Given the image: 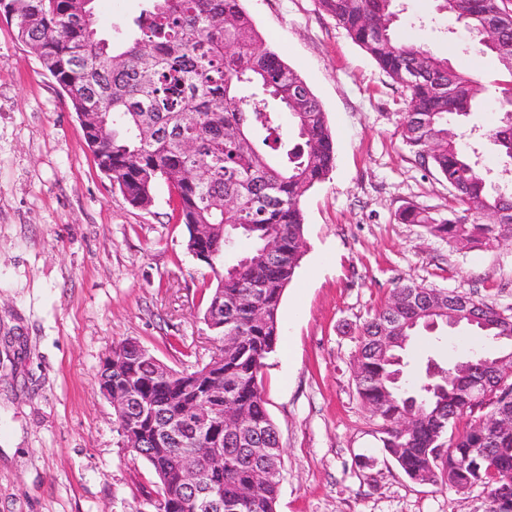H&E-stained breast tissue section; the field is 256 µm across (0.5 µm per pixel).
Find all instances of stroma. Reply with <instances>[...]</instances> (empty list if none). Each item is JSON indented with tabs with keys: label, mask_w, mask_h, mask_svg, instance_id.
Here are the masks:
<instances>
[{
	"label": "stroma",
	"mask_w": 512,
	"mask_h": 512,
	"mask_svg": "<svg viewBox=\"0 0 512 512\" xmlns=\"http://www.w3.org/2000/svg\"><path fill=\"white\" fill-rule=\"evenodd\" d=\"M145 0H95L119 38ZM268 45L322 104L336 161L302 199L306 252L286 288L280 342L262 371L284 448L276 512H487L482 488L410 480L385 453L356 389L358 329L399 284L470 293L512 309V238L448 241L398 218L445 217L447 182L401 136L404 92L318 0H244ZM400 35L481 84L465 125L492 129L504 72L435 0H403ZM131 206L98 167L68 95L0 17V512H155L159 481L122 446L97 383L114 344L139 342L175 370L208 360L202 288L165 183ZM498 348L465 328L417 337L406 381Z\"/></svg>",
	"instance_id": "1"
}]
</instances>
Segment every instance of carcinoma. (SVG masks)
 <instances>
[{"label":"carcinoma","mask_w":512,"mask_h":512,"mask_svg":"<svg viewBox=\"0 0 512 512\" xmlns=\"http://www.w3.org/2000/svg\"><path fill=\"white\" fill-rule=\"evenodd\" d=\"M118 42L90 33L80 12L81 0H7L5 9L30 52L57 79L74 110L94 98L87 137L95 144L101 169L112 172L125 199L147 208L154 185L174 189L175 211L185 225L187 250L219 244L215 264H224L238 239L250 250L230 265L234 272H215L204 315L214 320V335L233 337L215 356L186 375L203 374L215 365L224 372V402L245 414L247 430L224 432V458L203 472L204 481L224 490V512H275L284 448L270 418L260 374L279 342L278 312L283 292L303 256L305 216L301 200L332 172L335 145L325 112L301 76L259 36L242 0H146ZM396 0H319L320 8L368 53L405 91L401 135L422 163L445 178L456 202L478 214L489 212L494 224L439 219L424 209H406L399 219L422 224L433 235L451 241L491 246L512 232V189L489 194L477 150L467 153L448 135V124L478 105L474 76L444 56L387 30L372 34V24L394 15ZM443 9L476 35L485 15L506 16L498 41L479 45L497 57L511 77L501 89L512 106V10L504 0H441ZM288 114L289 124L282 121ZM499 153L512 159V123L500 121L489 133ZM275 239L286 256L265 252ZM453 299L467 305L489 329L475 332L488 339L512 336V319L467 293ZM262 307L265 317H255ZM448 326V291L417 284L392 290L388 302L359 329L354 378L361 401L379 420L383 448L404 474L458 490L482 487L512 490V431L469 425L448 432L457 419L477 406L467 388L470 365L448 367L426 377L412 392L391 380L394 354L403 351L421 330ZM394 337L382 348L379 333ZM509 368L487 371L483 394L512 410ZM180 380V372L159 374L146 359L129 353L112 370V386L131 390L141 399L163 403ZM494 442L489 456H475ZM195 437L159 452L150 436L131 446L145 459L167 495V512H196L190 495L165 473L192 452ZM264 448L263 456L254 449ZM269 467L265 481L253 484L257 470Z\"/></svg>","instance_id":"cac0c4a2"}]
</instances>
